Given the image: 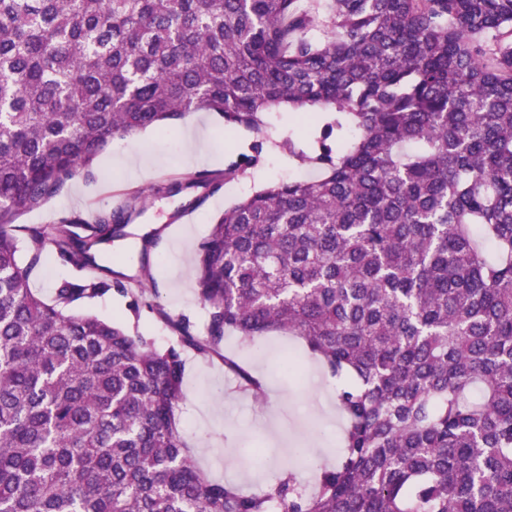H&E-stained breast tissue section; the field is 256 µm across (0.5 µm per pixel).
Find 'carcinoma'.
I'll return each instance as SVG.
<instances>
[{
  "mask_svg": "<svg viewBox=\"0 0 512 512\" xmlns=\"http://www.w3.org/2000/svg\"><path fill=\"white\" fill-rule=\"evenodd\" d=\"M283 109L317 113L288 155L320 175L215 220L206 335L151 301L166 348L69 310L128 295L113 270L31 288L50 257L97 267L146 203L18 223L113 140L194 111L260 135ZM274 332L336 378L341 454L311 491L210 479L176 422L184 352L261 403L221 348ZM0 512H512V0H0Z\"/></svg>",
  "mask_w": 512,
  "mask_h": 512,
  "instance_id": "1",
  "label": "carcinoma"
}]
</instances>
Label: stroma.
I'll return each mask as SVG.
<instances>
[{"mask_svg": "<svg viewBox=\"0 0 512 512\" xmlns=\"http://www.w3.org/2000/svg\"><path fill=\"white\" fill-rule=\"evenodd\" d=\"M266 143L261 153L252 145L257 136L242 127L227 125L217 112H194L173 121L169 127L147 129L117 140L94 163V175L78 177L42 208L25 213V224H49L69 208L111 210L120 207L130 193L149 190L187 172L221 171L233 163L244 165L243 174L225 181L223 187L189 189L174 196L150 197L146 208L128 225L127 239L102 245L97 261L112 266L123 253H138L143 235L161 229L162 240L149 264L151 287L169 317L191 320L198 333H205L207 310L195 290V256L216 217L238 200L268 185L291 179L297 167L282 143L288 132L308 127L303 112H269ZM193 207L197 219L184 226L173 225L172 215ZM75 311L99 318L138 324L159 347L173 343L165 322L147 310L133 312L126 298L112 293L75 304ZM227 352L241 358L266 380L268 400L257 406L236 390L220 360H204L186 352L184 398L176 414L179 429L199 467L217 481H233L251 492L260 491L264 480L278 476L282 467L294 465L306 484H313L311 468L294 460L290 450L318 441L324 462L334 463L340 449L344 421L336 405L335 385L320 364L305 357L301 342L292 336L274 334L257 346L230 336ZM301 357L296 375L284 376L277 364L284 355Z\"/></svg>", "mask_w": 512, "mask_h": 512, "instance_id": "1", "label": "stroma"}]
</instances>
